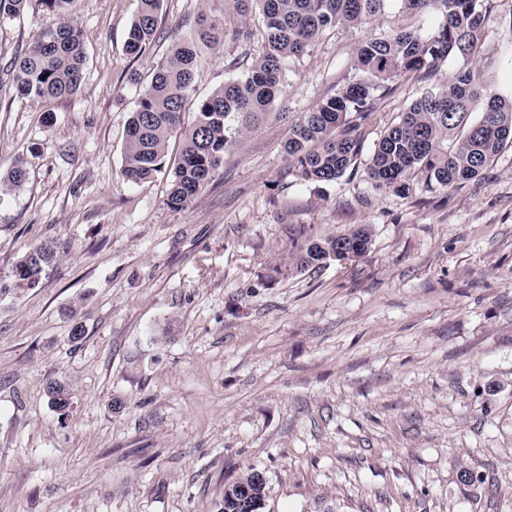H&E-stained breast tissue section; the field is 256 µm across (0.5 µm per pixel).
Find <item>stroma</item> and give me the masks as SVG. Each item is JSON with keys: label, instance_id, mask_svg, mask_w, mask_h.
Returning <instances> with one entry per match:
<instances>
[{"label": "stroma", "instance_id": "obj_1", "mask_svg": "<svg viewBox=\"0 0 512 512\" xmlns=\"http://www.w3.org/2000/svg\"><path fill=\"white\" fill-rule=\"evenodd\" d=\"M139 8L78 0L84 79L51 101L18 97L12 63L53 16L30 0L0 19V173L29 169L0 201V512H217L251 468L264 512H512V147L459 188L418 175L399 194L366 175L387 126L459 62L376 98L335 182L291 173L284 149L292 122L357 79L356 43L434 18L390 9L324 32L175 210L182 132L165 171L132 184L127 121L157 62L224 0H162L159 36L136 57ZM231 57L200 51L196 97L232 77ZM480 64L512 97V0L487 15ZM360 224L365 255L296 269L295 242ZM40 244L55 261L15 289ZM53 380L70 387L66 410Z\"/></svg>", "mask_w": 512, "mask_h": 512}]
</instances>
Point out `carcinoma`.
Wrapping results in <instances>:
<instances>
[{
	"label": "carcinoma",
	"instance_id": "carcinoma-1",
	"mask_svg": "<svg viewBox=\"0 0 512 512\" xmlns=\"http://www.w3.org/2000/svg\"><path fill=\"white\" fill-rule=\"evenodd\" d=\"M162 0H141L127 50L136 56L153 42ZM496 0H224V15L203 16L195 36L175 45L159 62L149 87L128 120L123 151V175L139 182L162 172L166 144L180 126L184 112H195L184 131L181 161L171 172L168 206L182 208L208 182L224 157L239 115L255 116L274 103L282 91L286 65L302 58L319 35L333 25L360 26L394 3L406 13L430 14L437 19L425 33L396 28L356 44L352 63L359 78L322 100L291 128L288 157L301 178L334 182L354 167L364 145L362 126L374 120L371 101L391 90L400 77L429 76L440 62L462 61L448 85L431 89L387 127L374 147L368 177L397 192L409 190L408 177L422 175L429 186L450 188L481 178L500 151L512 146V100L489 91L479 68L471 66L483 22ZM56 22L45 29L25 54L14 61L18 93L32 99L74 95L84 77L86 54L74 15L76 0H42ZM27 0H0V18L17 17ZM257 14L265 29L264 46L252 57L246 51L252 33L243 26ZM232 42L243 52L229 67L243 74L224 83L204 99L194 96V67L199 46L219 49ZM483 103L481 117L469 122L471 107ZM357 120H349L351 113ZM28 179L24 162H16L0 177V200ZM371 229L355 230L296 246V267L314 268L331 255H364ZM54 258L46 246L26 252L16 266L15 287H33ZM56 407L69 405V390L61 383L48 386ZM252 498L266 497V483L249 469L224 490L220 512H244L239 487Z\"/></svg>",
	"mask_w": 512,
	"mask_h": 512
}]
</instances>
